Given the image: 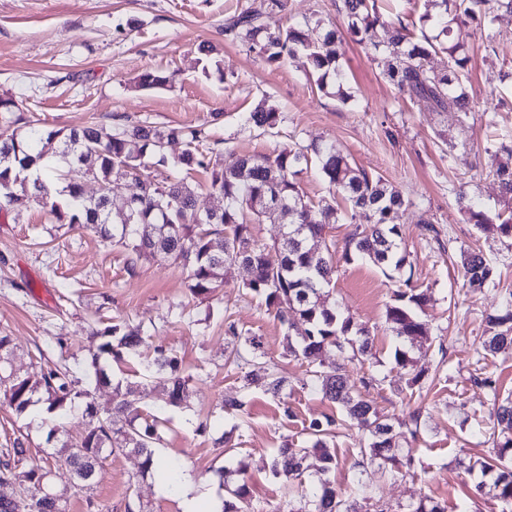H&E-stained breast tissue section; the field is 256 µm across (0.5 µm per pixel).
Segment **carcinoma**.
I'll list each match as a JSON object with an SVG mask.
<instances>
[{
	"label": "carcinoma",
	"mask_w": 512,
	"mask_h": 512,
	"mask_svg": "<svg viewBox=\"0 0 512 512\" xmlns=\"http://www.w3.org/2000/svg\"><path fill=\"white\" fill-rule=\"evenodd\" d=\"M427 8L412 25L398 17L383 18L375 0H341L339 12L346 32L384 61L383 74L398 91L429 103L440 113L470 111L469 96L461 73L468 56L464 45L453 38L454 27L474 22L489 31L501 11L512 12V0H426ZM392 28L388 40L378 29ZM321 30L317 37L312 31ZM224 35L247 43L249 51L268 64H280L298 53L305 54L310 74L320 91L332 88L336 100L346 104L354 95L340 64L342 33L335 23L317 20L290 24L270 31L262 13L242 10L224 23ZM433 53L447 55V67L428 70L424 60ZM174 74L146 71L138 87L155 88L172 82ZM17 103L0 96V210H9L24 197L34 198L57 223L94 230L101 239L124 248L131 259L127 271L135 270L141 258L162 257L188 269L187 290L194 299L205 300L224 285V273L236 263L251 268L243 288L264 300L267 311L288 331V355L307 363L305 386L320 393L339 408L338 414H322L303 426L310 446L295 447L285 442L278 448L270 471L289 487H297L308 499L309 512H362L376 499V488L357 482L346 494L332 484L328 474L335 466L329 448L338 431L352 421L364 434L353 468L375 464L390 479L416 475L411 442L419 414L398 424L379 412L369 398L375 386L372 376L349 383L343 365L323 370L322 354L339 352L346 362H363L373 355L374 335L349 315L324 305L325 290L331 285L336 244L326 239V228L336 223L338 211L326 202L317 208L305 199L298 176L316 169L329 194L350 205V220L364 222L362 230L345 242L343 256L350 261L365 259L387 275L401 274L409 264L401 248L400 213L406 205L403 195L381 176L357 168L348 154L333 145L312 142L283 148L273 155H244L230 168L217 167L203 149L202 131L191 126L161 130L150 124L104 125L91 123L69 131L47 129L40 119L17 115ZM243 125L269 131L278 127L281 115L266 102L241 117ZM179 141L184 149L168 154L166 143ZM504 153L495 171L501 196L507 207L491 218L474 200L458 197L467 221L479 228L498 220L496 230L512 247V147ZM160 177L144 173L147 168ZM210 173L206 189L221 197L224 205L215 217L196 208L195 187L190 176ZM132 175L141 184L131 198H115L112 184ZM97 185L89 196L85 181ZM62 185L59 197L50 195L47 183ZM279 196L288 212L276 213L262 206V199ZM288 217L286 235L279 243L255 239L251 226ZM462 276L469 287H481L494 275L493 266L479 249L462 252ZM402 288L387 305L385 322L400 343L424 346L430 340L429 327L419 316L428 302L425 292L413 285L412 277L401 280ZM492 335L482 342L487 353L512 347V292L501 306L485 316ZM231 346L230 364L236 369L239 395L224 401L226 413L242 414L246 397L254 390L275 396L288 386V376L276 364L264 361L261 341L248 330L231 323L225 330ZM101 342L92 355L93 371L78 374L73 368L53 361L39 351L43 365L33 376L22 375L11 364V337L0 331V393L17 414L42 403L46 410L62 417L78 411L87 422L84 433L68 438L59 448L46 453L39 464L28 463L29 449L16 439L12 447L0 448V485L11 481L18 493L43 485L45 492L32 501V512H67L68 499L50 485L52 470L63 460L74 474V494L86 493L94 483L89 474L115 451L140 459L141 472L155 466V448L163 441V419L134 409L127 396L142 387L140 382L112 383L111 363L127 358L143 360V375L160 380L166 404L180 407L190 392V379L183 374L176 353L163 346L152 352L141 330L125 320L96 328ZM113 387L112 409L97 412L94 392ZM498 433L492 437L493 454L476 460L472 467L490 477L501 512H512V398H504L493 412ZM319 453L322 465L317 480L308 483L309 450ZM246 484H224V512H249Z\"/></svg>",
	"instance_id": "cac0c4a2"
}]
</instances>
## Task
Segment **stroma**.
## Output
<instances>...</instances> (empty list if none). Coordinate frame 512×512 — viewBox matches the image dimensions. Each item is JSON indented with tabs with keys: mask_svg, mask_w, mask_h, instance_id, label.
<instances>
[{
	"mask_svg": "<svg viewBox=\"0 0 512 512\" xmlns=\"http://www.w3.org/2000/svg\"><path fill=\"white\" fill-rule=\"evenodd\" d=\"M246 7L264 12L273 31L292 17L337 16L336 0H288L285 11L270 14L265 0H0V95L40 115L50 129L109 125L117 115L158 127L198 126L206 147L228 167L243 155L324 140L397 187L409 201L401 217L402 247L414 285L430 297L423 318L441 341L411 351L416 369L428 374L422 386H408L394 364L397 341L385 308L397 279L339 255L324 299L370 328L375 356L350 364L349 377H381L372 397L382 413L402 420L419 412L412 450L429 477L394 482L374 467L357 473L352 463L361 434L349 428L334 441L330 478L345 490L359 477L376 486L385 512H406L424 496L456 506L481 479L467 464L491 448L494 398L512 393V351L486 356L480 344L484 314L512 291V248L495 229L469 224L457 202L462 193L476 197L491 216L502 206L493 172L499 143L512 145V14L499 18L490 43L474 24L456 28L470 57L464 86L473 110L443 116L400 94L380 61L352 42L341 59L354 94L346 104L317 89L304 56L265 63L224 35L228 14ZM206 43L217 56L200 52ZM147 70L176 79L164 88H138ZM264 99L281 111L276 131L243 127L242 115ZM469 247L480 248L496 269L495 279L478 290L465 286L460 273V253ZM127 259L123 248L57 223L36 202L0 212V331L12 338L15 367L36 371L44 350L85 371L99 344L92 324L117 317L142 326L149 343L174 350L192 378L186 408L166 406L154 382L148 399H132L167 421L158 455L212 479L244 463L252 512H286L288 491L271 477L270 460L283 441L300 443L303 422L331 412V404L306 388L305 365L285 356L284 330L263 300L245 294L244 268L228 269L223 288L201 302L188 293L182 266L157 257L139 261L130 273ZM231 322L259 337L268 360L289 381L277 397L253 392L243 416L222 409L223 399L239 390L225 364ZM482 372L497 378L498 393L472 384ZM287 406L295 419L284 416ZM200 420L208 424L202 434L192 428ZM48 430V423L16 416L0 402V448L22 439L32 462H39L53 448ZM161 478L156 469L141 473L137 457L116 452L104 461L88 498L74 495L67 467L56 469L54 483L68 497L69 512H86L89 498L103 512H125L130 500L147 512H180L177 489L156 492Z\"/></svg>",
	"mask_w": 512,
	"mask_h": 512,
	"instance_id": "obj_1",
	"label": "stroma"
}]
</instances>
